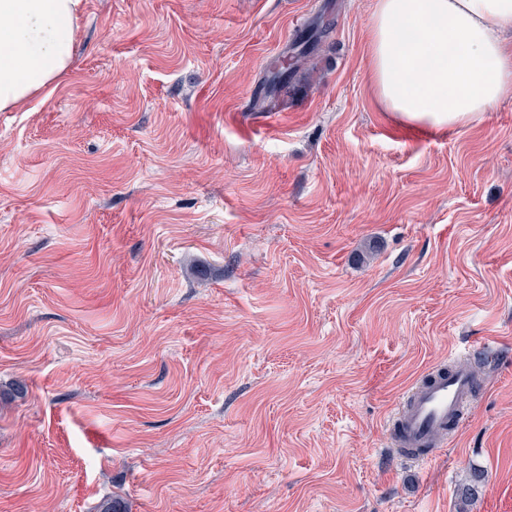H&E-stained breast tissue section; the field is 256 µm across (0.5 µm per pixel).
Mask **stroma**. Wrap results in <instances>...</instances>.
I'll return each mask as SVG.
<instances>
[{"mask_svg":"<svg viewBox=\"0 0 512 512\" xmlns=\"http://www.w3.org/2000/svg\"><path fill=\"white\" fill-rule=\"evenodd\" d=\"M375 5L84 0L0 112V512H512V99L399 122ZM474 349L463 428L399 457L405 392ZM320 35H304L297 39L291 46L292 53L297 56L295 66L285 72L274 73L265 81V94L260 99V105L266 109H276L283 104L281 100L283 92L288 89V83L300 70L312 65L313 56L316 51Z\"/></svg>","mask_w":512,"mask_h":512,"instance_id":"obj_1","label":"stroma"}]
</instances>
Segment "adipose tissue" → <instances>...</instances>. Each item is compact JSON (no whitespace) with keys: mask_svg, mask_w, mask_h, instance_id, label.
Here are the masks:
<instances>
[{"mask_svg":"<svg viewBox=\"0 0 512 512\" xmlns=\"http://www.w3.org/2000/svg\"><path fill=\"white\" fill-rule=\"evenodd\" d=\"M83 0H0V112L44 100L69 71ZM512 0H376L375 90L386 111L467 125L512 98Z\"/></svg>","mask_w":512,"mask_h":512,"instance_id":"ef3b65f1","label":"adipose tissue"}]
</instances>
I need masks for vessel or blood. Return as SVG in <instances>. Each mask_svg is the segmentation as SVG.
Wrapping results in <instances>:
<instances>
[{"instance_id":"1","label":"vessel or blood","mask_w":512,"mask_h":512,"mask_svg":"<svg viewBox=\"0 0 512 512\" xmlns=\"http://www.w3.org/2000/svg\"><path fill=\"white\" fill-rule=\"evenodd\" d=\"M474 386L469 365L453 360L416 383L391 421L398 455L431 460L436 448L463 426Z\"/></svg>"}]
</instances>
